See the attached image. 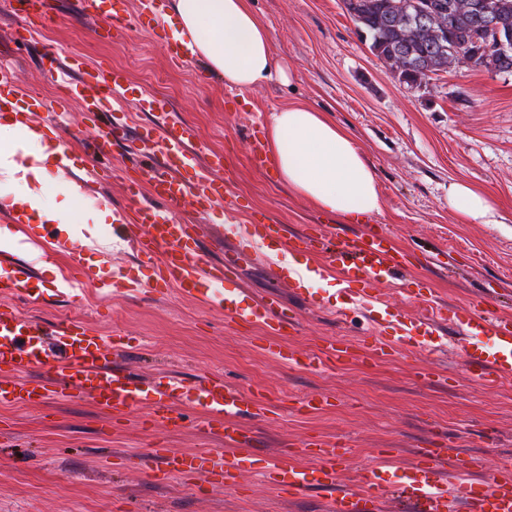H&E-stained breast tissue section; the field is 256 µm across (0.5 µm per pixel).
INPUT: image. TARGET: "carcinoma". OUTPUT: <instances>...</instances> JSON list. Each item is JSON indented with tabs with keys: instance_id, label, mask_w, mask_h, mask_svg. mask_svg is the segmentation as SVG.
<instances>
[{
	"instance_id": "cac0c4a2",
	"label": "carcinoma",
	"mask_w": 512,
	"mask_h": 512,
	"mask_svg": "<svg viewBox=\"0 0 512 512\" xmlns=\"http://www.w3.org/2000/svg\"><path fill=\"white\" fill-rule=\"evenodd\" d=\"M403 0H344L346 11L380 60H400L396 74L410 87L456 67L462 54L470 65L512 72V53L477 52L490 25L512 30V0H416L404 13Z\"/></svg>"
}]
</instances>
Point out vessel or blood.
Segmentation results:
<instances>
[{"label": "vessel or blood", "mask_w": 512, "mask_h": 512, "mask_svg": "<svg viewBox=\"0 0 512 512\" xmlns=\"http://www.w3.org/2000/svg\"><path fill=\"white\" fill-rule=\"evenodd\" d=\"M87 3L96 15L106 16L110 29H124L125 12L113 8L112 0ZM59 79L68 99L86 101L97 149L124 139L127 127L113 118L110 109L112 101L125 97L128 91L122 71L107 76L86 71L78 80L63 72ZM134 148L141 165L138 178L127 182L131 207L126 223L137 234L138 254L157 260L154 291L163 294L174 290L186 297L203 298L223 310L225 316L266 331L267 353L284 362L299 360L311 366L313 356L297 358L286 343L289 331L297 327L296 316L273 296L245 304L241 289L234 286L236 266L205 259L201 239L172 213L187 197L194 211L204 214L229 196L230 188L220 175L222 157H205L195 143L194 130L184 125H159L155 131L138 136ZM190 170L199 175L196 183L185 178ZM247 233L259 241L255 253L263 259L282 243L289 252L312 253L310 236L286 235L284 226L268 216L253 219ZM320 239L330 264L340 269L346 284L356 286L366 298L373 297L379 284L409 265L407 255L391 248L382 230L352 240L335 239L328 231ZM40 283L35 271L18 264L12 256H0L1 400L41 403L71 387L78 397L91 399L107 418L146 404L153 420L169 429L178 427L175 405L184 402L201 409L202 429L209 438L228 446L245 441L241 421L263 409L262 397L242 392L220 375L207 377L195 390L172 376L165 380L134 377L116 362L120 343L99 330L68 319L44 329L21 314L15 300ZM480 307V302H472L459 322L468 361L486 383L512 375V319L482 315ZM447 312L444 305L427 309L416 322L402 325L397 339L373 337L367 358L393 355L398 342L410 347L431 346L437 324L446 319ZM33 368L44 369V376L27 378V371ZM346 454L342 445L319 440L308 452L310 466H299L290 453H281L269 461L265 478L270 485L293 493L313 487L334 491L330 512H382L384 503L395 494L404 498L408 512H454L459 505L465 512H512L511 464L500 466L489 479H477L473 472L478 459L440 445L417 449L413 459L401 466L386 463L367 468L356 488L344 489L340 474ZM151 456L157 461L156 474L165 477L179 473L212 487L236 485L251 469L249 458L221 451L156 448Z\"/></svg>", "instance_id": "1"}]
</instances>
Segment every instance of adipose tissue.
Masks as SVG:
<instances>
[{
	"label": "adipose tissue",
	"instance_id": "obj_1",
	"mask_svg": "<svg viewBox=\"0 0 512 512\" xmlns=\"http://www.w3.org/2000/svg\"><path fill=\"white\" fill-rule=\"evenodd\" d=\"M164 20L173 39L227 88L250 90L284 73L270 30L251 0H171ZM21 130L40 144L34 160L14 156L12 146ZM265 147L280 181L317 209L348 222L381 213L382 194L371 166L355 137L326 113L302 103L273 110L266 120ZM61 154V147L40 127L0 124V202L31 214L36 224H63L78 214L81 193L68 179L62 182L64 198L57 209L40 205L47 170L59 165ZM448 204L468 221H495L492 202L468 186H452Z\"/></svg>",
	"mask_w": 512,
	"mask_h": 512
}]
</instances>
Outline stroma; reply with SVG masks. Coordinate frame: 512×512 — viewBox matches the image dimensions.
Instances as JSON below:
<instances>
[{
    "instance_id": "1",
    "label": "stroma",
    "mask_w": 512,
    "mask_h": 512,
    "mask_svg": "<svg viewBox=\"0 0 512 512\" xmlns=\"http://www.w3.org/2000/svg\"><path fill=\"white\" fill-rule=\"evenodd\" d=\"M168 0H126L122 34L103 36V20L83 14L80 0H47L52 21L35 25L26 42L10 38L21 24L10 0H0V59L15 77L11 100L23 118L32 98L48 106L63 101L47 47L64 51L83 70H126L136 90L165 95L166 118L193 127L196 143L224 156L223 176L232 196L208 215L212 224H246L263 212L295 233L311 225L344 226L347 233L368 225L386 231L394 246L412 254L407 275L412 288L378 286L377 292L403 321L432 304L462 308L477 296L490 313L512 317V73L460 66L412 88L375 57L350 19L343 0H252L268 25L278 61L291 74L239 92L194 59L171 63L160 38L139 25L143 11L163 15ZM291 102L328 113L352 133L373 167L383 197L381 214L367 223H344L295 196L276 177L251 162V143L268 114ZM72 138L74 166L88 193L104 197L112 209L128 204L122 170L123 144L107 153L86 150L91 133L79 106L63 116ZM112 166L110 179L94 177ZM464 184L491 196L495 223L464 221L448 205L453 185ZM16 239L7 253L39 272L45 286L35 302L19 309L50 326L66 317L119 337L127 350L122 365L142 377L167 374L195 385L221 374L245 392L266 398L264 412L244 420L251 438L235 447L253 471L237 487H205L200 480L172 476L155 482L142 466L152 448L176 452L223 449L198 425L199 410L181 406L186 422L176 432L151 422L146 405L136 406L120 424L107 423L89 400L65 396L43 404L0 403V512H326L330 491L312 488L294 495L269 485L264 467L273 456L298 450L310 439H341L348 448L342 487L354 486L380 449L395 463L412 460L416 449L436 441L479 459L475 475L485 478L512 461V378L490 385L475 379L454 322L441 329L443 352L400 349L372 362L362 344L373 325L356 288L330 267L328 281L310 288L316 304H305L280 282L276 269L236 253V242H207L206 256L229 260L240 269V288L254 298L276 296L298 314L288 343L316 352L321 341L340 336L357 344L355 358L316 371L280 363L262 350L260 331L225 319L208 304L169 292L113 296L100 287L97 270L119 272L128 282L147 284L154 264L136 255L127 237L110 224H7ZM89 274L85 285L64 288L71 264ZM331 404L301 410L310 395ZM299 465H310L306 455Z\"/></svg>"
}]
</instances>
